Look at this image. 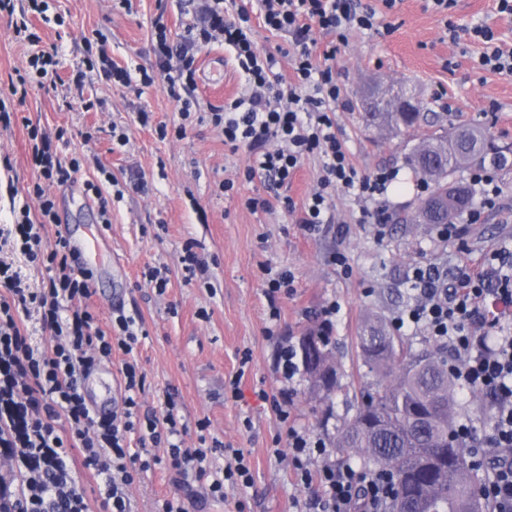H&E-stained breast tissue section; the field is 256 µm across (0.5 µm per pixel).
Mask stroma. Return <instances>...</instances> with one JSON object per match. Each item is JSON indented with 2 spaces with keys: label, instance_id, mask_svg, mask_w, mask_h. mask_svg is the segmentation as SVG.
Masks as SVG:
<instances>
[{
  "label": "stroma",
  "instance_id": "obj_1",
  "mask_svg": "<svg viewBox=\"0 0 512 512\" xmlns=\"http://www.w3.org/2000/svg\"><path fill=\"white\" fill-rule=\"evenodd\" d=\"M45 16H31L43 48L58 50L57 74L32 86L25 99L12 96L9 79L24 71L32 48L15 38L17 19L0 13V99L13 111L9 128H0V225L12 221V200H29L40 182L29 163L28 125L55 132L61 156H77L81 170L68 184L50 185L59 221L47 239L55 241L61 225L100 224L95 196L87 182H101L99 167L113 182L102 184L112 197L111 224L104 233L112 242L111 259L84 272L95 294L93 311L109 325L116 310L139 315L145 334L133 352L146 375L141 409L160 412L165 390L177 393L178 409L188 425L184 445L198 447L199 437L242 449L251 464L250 487H227L224 500L207 497L195 478L156 468L130 489L134 512H152L155 500L182 498L188 512H235L245 501L247 512H307L306 501L318 485L298 483L288 457L287 428L321 438L331 450L328 463L344 460L333 442L337 427L356 414L373 376L358 356L356 336L363 319L384 322L410 301V266L435 263L454 268L458 262L479 269L492 250L512 248V167L497 173L503 192L495 207L484 209L480 223L465 225L459 242L441 243L431 224L404 223L421 201L406 157L418 133L391 134L366 126L361 100L371 85L390 86L413 95L427 115L428 130L454 131L466 123L491 128L500 142L512 145V75L479 67L481 46L467 33L478 22L489 24L500 44L512 49V14L500 12L498 0H454L448 13L435 12L429 0H398L386 9L382 0H361L374 9L376 25L355 31L339 44L336 72L348 101L337 112L336 133L344 141L359 173L382 168L398 171L388 197L393 217L383 237L373 225L360 223L359 205L344 193L334 198L338 222L325 232L308 235L286 207L301 202L321 173L320 160L306 157L289 186L272 189L263 178L245 180L251 162L247 149L231 150L219 129L207 121L211 108L234 98L245 85L242 72L222 43L210 44L197 57L195 115L183 119L161 83L147 85L139 71H155L151 38L163 23L181 38L189 22L187 0H47ZM459 37H451L449 26ZM107 54L134 76L131 86L112 82L91 60ZM83 71L82 86L70 76ZM96 101L94 110L83 100ZM148 121H141V114ZM123 130L128 144L114 148L113 129ZM235 182L233 192L222 189ZM270 200L266 211H251L247 198ZM208 264L206 274L189 276L182 264L186 247ZM345 254L351 267L342 272L335 254ZM161 269L165 289L147 273ZM288 270L295 292L269 301L266 269ZM341 306L336 333L330 338L334 359L345 373V389L331 406H323L307 377L294 385L289 423H281L258 393L276 394L284 382L277 369L279 351L299 345L317 330V316L327 302ZM239 378L237 394L226 393ZM490 408L478 392L462 390L458 422L472 431L477 449L490 430ZM207 420L198 432V420Z\"/></svg>",
  "mask_w": 512,
  "mask_h": 512
}]
</instances>
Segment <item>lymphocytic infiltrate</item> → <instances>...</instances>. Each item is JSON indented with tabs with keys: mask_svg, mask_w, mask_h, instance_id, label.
<instances>
[{
	"mask_svg": "<svg viewBox=\"0 0 512 512\" xmlns=\"http://www.w3.org/2000/svg\"><path fill=\"white\" fill-rule=\"evenodd\" d=\"M265 26L287 34L292 50L291 76L278 71L274 54L260 53L253 40L252 14ZM374 11L359 0H256L255 10L239 8L236 20L224 17V0H197L186 34L173 39L166 26H156L151 39L155 74H143L146 84L162 81L167 94L190 117L196 87V59L201 48L224 42L245 76V87L211 120L231 150L247 148L252 162L246 179L262 177L283 187L302 159L318 156L322 176L300 203L289 204L296 221L311 235L335 223L336 192L364 202V216L377 227L390 220L386 197L397 170L360 175L336 135V106L341 87L331 62L335 45L318 50L315 30L345 40L354 30L372 29ZM29 155L44 181L32 192L37 209L22 207L15 217L13 246L29 263L43 267L41 287L31 288L20 272L0 258V512H132L129 489L142 473L163 467L180 475L195 473L209 495L223 499L225 486L250 485L252 473L244 453L235 448L185 447L187 425L178 413L176 394L164 395L161 414L142 413L139 401L146 376L131 354L139 343V316L117 313L101 327L88 301V280L68 262L69 243H47V228L56 223L49 183L65 184L80 170L78 157H62L52 138L31 128ZM493 263L474 269L458 265L456 277L433 264L413 266L408 273L412 299L395 316L396 329H420L447 347L457 364L455 378L480 392L491 407V478L483 488L491 512H512V332L488 319L485 301L494 294L512 297V252L499 250ZM37 318L40 338L27 326ZM121 351L124 397L120 412L94 414L83 390L85 375ZM280 421L288 425V447L297 480L319 483L309 512H381L392 492L386 471L323 465L314 459L327 453L323 440L289 426L288 394L269 397ZM139 450H132V443ZM163 448V455L142 457L141 448ZM223 453L224 464H209L208 456ZM95 482L86 495L81 480Z\"/></svg>",
	"mask_w": 512,
	"mask_h": 512,
	"instance_id": "1",
	"label": "lymphocytic infiltrate"
}]
</instances>
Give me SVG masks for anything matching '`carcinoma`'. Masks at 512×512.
<instances>
[{
    "label": "carcinoma",
    "mask_w": 512,
    "mask_h": 512,
    "mask_svg": "<svg viewBox=\"0 0 512 512\" xmlns=\"http://www.w3.org/2000/svg\"><path fill=\"white\" fill-rule=\"evenodd\" d=\"M424 113L412 115L393 108L366 113L376 128L415 131ZM512 164V146L499 145L485 127H460L451 137L430 132L419 138L408 157L414 173L432 186L419 209L404 217L411 224H450L471 205L468 190H448L457 170L485 161ZM302 365L322 401L343 388L344 372L335 363L329 341L311 333L300 343ZM357 348L377 377L371 392L348 424L337 430L336 447L363 449L360 463L389 471L396 498L384 509L394 512L402 499L413 512H472L477 499L478 467L463 441L453 434L457 418V384L448 369V349L425 344L417 349L381 319L363 320Z\"/></svg>",
    "instance_id": "1"
}]
</instances>
